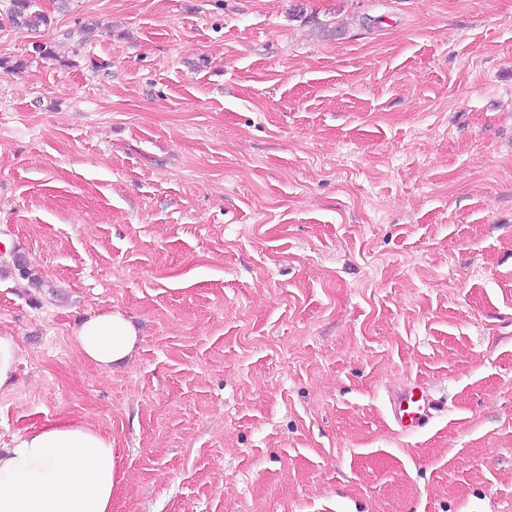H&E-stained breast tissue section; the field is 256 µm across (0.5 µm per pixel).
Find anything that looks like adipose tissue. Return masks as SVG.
<instances>
[{"label": "adipose tissue", "instance_id": "adipose-tissue-1", "mask_svg": "<svg viewBox=\"0 0 512 512\" xmlns=\"http://www.w3.org/2000/svg\"><path fill=\"white\" fill-rule=\"evenodd\" d=\"M74 339L83 359L109 370L131 356L138 333L107 310L85 318ZM121 479L111 436L79 421L50 423L0 453V512H112Z\"/></svg>", "mask_w": 512, "mask_h": 512}]
</instances>
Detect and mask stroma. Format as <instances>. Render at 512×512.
<instances>
[{
	"instance_id": "stroma-1",
	"label": "stroma",
	"mask_w": 512,
	"mask_h": 512,
	"mask_svg": "<svg viewBox=\"0 0 512 512\" xmlns=\"http://www.w3.org/2000/svg\"><path fill=\"white\" fill-rule=\"evenodd\" d=\"M296 2L0 0V448L90 423L112 512H512V0ZM12 6V22L19 27L37 28L47 21L43 13L32 11L33 0H13ZM74 339L83 359L101 370H110L131 356L138 333L121 311L111 309L85 318ZM17 352L15 337L0 333V390L10 389L13 386ZM441 402L416 384L409 383L391 403V418L402 433L416 432L441 411Z\"/></svg>"
}]
</instances>
